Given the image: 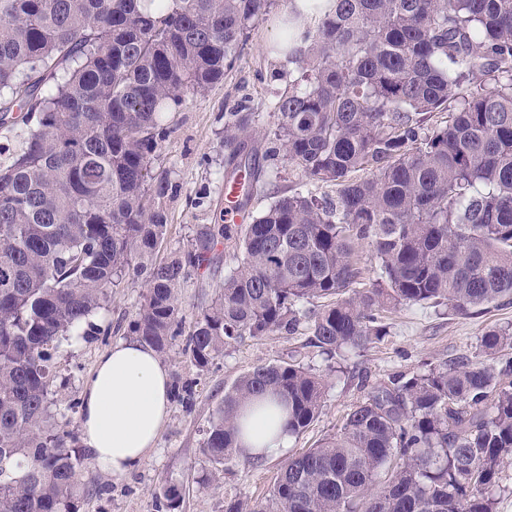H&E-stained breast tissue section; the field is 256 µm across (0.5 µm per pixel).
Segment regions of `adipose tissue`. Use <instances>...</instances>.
I'll list each match as a JSON object with an SVG mask.
<instances>
[{"label":"adipose tissue","instance_id":"ef3b65f1","mask_svg":"<svg viewBox=\"0 0 512 512\" xmlns=\"http://www.w3.org/2000/svg\"><path fill=\"white\" fill-rule=\"evenodd\" d=\"M170 377L157 352L128 339L101 354L83 392L84 445L100 469L121 477L155 447L170 411ZM289 434L285 411L258 413L239 438L255 458L283 453Z\"/></svg>","mask_w":512,"mask_h":512}]
</instances>
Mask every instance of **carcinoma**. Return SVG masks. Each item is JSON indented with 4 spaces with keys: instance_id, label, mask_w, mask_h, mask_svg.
Instances as JSON below:
<instances>
[{
    "instance_id": "1",
    "label": "carcinoma",
    "mask_w": 512,
    "mask_h": 512,
    "mask_svg": "<svg viewBox=\"0 0 512 512\" xmlns=\"http://www.w3.org/2000/svg\"><path fill=\"white\" fill-rule=\"evenodd\" d=\"M270 5L0 0V128L16 142L0 150V512H80L94 478L51 411L52 352L88 335L128 272L148 286L132 332L163 354L182 335L181 282L218 241L238 251L183 350L201 370L246 336L304 326L332 356L384 336L399 304L468 314L512 298V0H335L288 38L300 80L277 95L267 154L336 195L278 196L252 223L203 224L187 250L150 261L167 231L170 185L151 170L164 114L224 79ZM252 133L224 114L226 179L260 181ZM366 239L378 281L355 288ZM480 347L478 361L371 386L268 496L226 512H494L488 491L512 456V329ZM325 390L295 362L241 376L206 433L212 475L250 462L237 446L247 405L276 398L299 435Z\"/></svg>"
}]
</instances>
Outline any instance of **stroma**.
I'll list each match as a JSON object with an SVG mask.
<instances>
[{
	"label": "stroma",
	"mask_w": 512,
	"mask_h": 512,
	"mask_svg": "<svg viewBox=\"0 0 512 512\" xmlns=\"http://www.w3.org/2000/svg\"><path fill=\"white\" fill-rule=\"evenodd\" d=\"M288 2L274 0L254 26L244 53L225 72L223 82L166 116L168 131L153 155L152 171L167 176L171 186L163 202L168 227L154 262L186 249L200 225L217 224L224 217L225 113L244 110L256 116L251 144L263 173L247 206L250 214L262 211L274 196L306 183L301 168L283 157L266 154L276 129L272 102L295 70L293 64L272 58L270 52L277 19ZM234 265L232 249L217 246L209 266L182 284L180 316L185 330L192 328L201 308L216 296L225 272ZM146 293L143 278L127 275L113 288L107 306L94 315L95 333L62 345L55 353L54 410L69 430L81 429L75 403L82 398L96 360L113 344L131 339L130 324ZM385 324L387 334L382 340L345 358L322 355L307 334L272 333L226 346L223 355L203 370L184 356L185 336L176 337L162 357L170 375L171 404L155 448L123 477L95 470L96 482L90 486L81 512H159L160 491L168 484L182 489L178 512H225L229 501L263 498L286 456L316 447L336 433L344 414L363 397L366 387L395 374L419 372L429 363L477 356L479 340L488 328H512V302L479 307L468 315L404 304L388 315ZM292 358L311 366L327 381L318 419L302 434L291 436L286 455L252 464L232 461L225 464L220 480L207 479L211 466L201 448L209 420L225 392L254 367Z\"/></svg>",
	"instance_id": "35a3bbf8"
}]
</instances>
